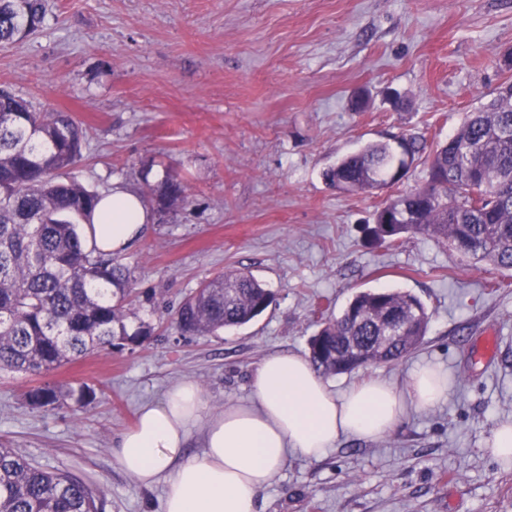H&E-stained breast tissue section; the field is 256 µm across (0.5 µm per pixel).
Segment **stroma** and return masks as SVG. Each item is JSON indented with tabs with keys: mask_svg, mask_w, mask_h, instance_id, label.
I'll list each match as a JSON object with an SVG mask.
<instances>
[{
	"mask_svg": "<svg viewBox=\"0 0 512 512\" xmlns=\"http://www.w3.org/2000/svg\"><path fill=\"white\" fill-rule=\"evenodd\" d=\"M506 81L512 0H49L40 30L0 49V87L81 123L68 177L103 194L170 174L189 200L120 255L135 288L126 325L149 323L150 335L45 375L1 371L0 443L88 481L103 512H162L163 484L139 487L113 453L142 405L184 380L209 412L249 402L266 356L307 354L318 303L335 316L356 292L391 288L425 304L423 345L328 382L339 394L368 377L402 390L431 366L444 398L407 406L383 438L289 457L260 512H512V459L489 445L512 423V271L418 234L367 241L385 200L425 184L426 159L373 193L324 179L368 142L405 135L433 150ZM236 269L273 292L268 309L215 336L180 335V302ZM45 382L96 398L30 408L25 392Z\"/></svg>",
	"mask_w": 512,
	"mask_h": 512,
	"instance_id": "35a3bbf8",
	"label": "stroma"
}]
</instances>
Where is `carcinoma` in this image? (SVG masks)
Returning <instances> with one entry per match:
<instances>
[{"label": "carcinoma", "mask_w": 512, "mask_h": 512, "mask_svg": "<svg viewBox=\"0 0 512 512\" xmlns=\"http://www.w3.org/2000/svg\"><path fill=\"white\" fill-rule=\"evenodd\" d=\"M47 0H0V48L37 32ZM84 131L65 112H37L0 89V371L42 374L117 340L150 333L141 321L128 333L124 302L132 292L118 257L85 248L80 225L91 223L102 195L63 178L82 158ZM413 137L396 145L367 143L325 171L341 193L373 192L404 178L423 152ZM428 159L424 186L387 199L370 237L393 245L406 234L448 243L472 261L512 270V82ZM162 217L188 197L170 176L147 185ZM274 294L250 273L226 271L200 283L172 317L183 335L210 336L260 316ZM430 315L422 301L392 290L357 293L309 338V361L320 375L396 364L423 341ZM93 388L45 384L25 393L39 409L66 400L84 407ZM0 512H103L83 479L34 465L0 444Z\"/></svg>", "instance_id": "1"}]
</instances>
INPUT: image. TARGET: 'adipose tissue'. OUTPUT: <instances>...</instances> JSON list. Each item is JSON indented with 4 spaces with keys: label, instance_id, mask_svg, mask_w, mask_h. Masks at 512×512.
Listing matches in <instances>:
<instances>
[{
    "label": "adipose tissue",
    "instance_id": "1",
    "mask_svg": "<svg viewBox=\"0 0 512 512\" xmlns=\"http://www.w3.org/2000/svg\"><path fill=\"white\" fill-rule=\"evenodd\" d=\"M154 219L137 192L114 186L83 233L89 246L121 252ZM253 399L206 413L194 382L184 381L158 404L143 405L113 451L141 486L163 483V512H259L264 488L293 454L317 461L342 436L374 440L401 421L406 404L429 408L444 396L435 371L415 370L406 391L378 378L336 395L299 354L263 359L251 376ZM202 451L187 455L193 431Z\"/></svg>",
    "mask_w": 512,
    "mask_h": 512
}]
</instances>
